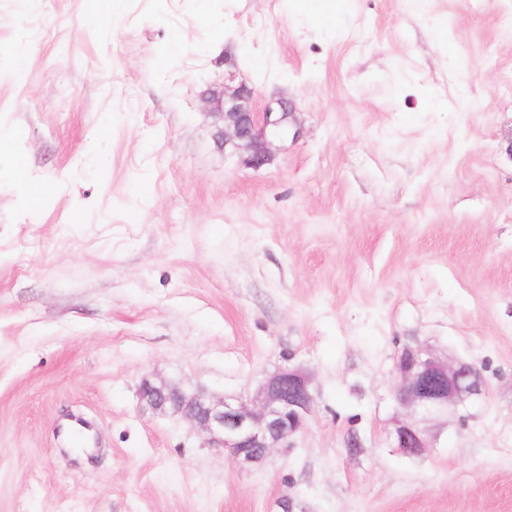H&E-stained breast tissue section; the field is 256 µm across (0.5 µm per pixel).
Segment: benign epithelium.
<instances>
[{"label":"benign epithelium","instance_id":"1","mask_svg":"<svg viewBox=\"0 0 512 512\" xmlns=\"http://www.w3.org/2000/svg\"><path fill=\"white\" fill-rule=\"evenodd\" d=\"M214 101L224 117V146L242 154L244 163L253 169L270 164L273 155L268 136L290 133L295 105L284 98L271 99L257 112L253 91L244 83L224 84V93ZM396 372L397 401L415 410L457 406L482 390L477 368L451 364L419 345L402 350ZM139 397L143 409L180 417L205 431L212 447L223 449L243 469L265 462L272 449L281 447L304 425L314 407L308 376L290 367L270 374L248 399L188 394L148 377L142 380ZM389 440L392 447L408 455L429 447L424 431L406 419L395 421Z\"/></svg>","mask_w":512,"mask_h":512}]
</instances>
